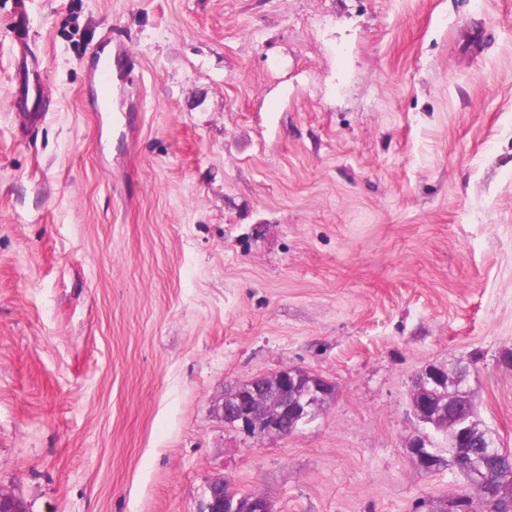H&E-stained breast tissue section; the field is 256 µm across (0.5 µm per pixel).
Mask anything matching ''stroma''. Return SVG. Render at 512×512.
Returning <instances> with one entry per match:
<instances>
[{
	"label": "stroma",
	"mask_w": 512,
	"mask_h": 512,
	"mask_svg": "<svg viewBox=\"0 0 512 512\" xmlns=\"http://www.w3.org/2000/svg\"><path fill=\"white\" fill-rule=\"evenodd\" d=\"M0 0V487L27 512H438L411 379L512 449V0ZM112 78L88 68L104 32ZM45 88L29 127L18 51ZM336 394L257 440L213 407ZM251 388L241 390L236 404L227 415L239 429L252 437H286L307 421L309 408L316 400L325 404L333 398L335 386L320 375L299 368H285L273 375L258 376L248 381ZM276 393V399H265V391ZM309 396L308 399H305ZM291 425L285 426V417ZM197 512H272V509L262 493L237 497L224 477H214L205 487Z\"/></svg>",
	"instance_id": "obj_1"
}]
</instances>
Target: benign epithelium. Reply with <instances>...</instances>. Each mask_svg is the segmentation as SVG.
<instances>
[{
  "instance_id": "7a95c632",
  "label": "benign epithelium",
  "mask_w": 512,
  "mask_h": 512,
  "mask_svg": "<svg viewBox=\"0 0 512 512\" xmlns=\"http://www.w3.org/2000/svg\"><path fill=\"white\" fill-rule=\"evenodd\" d=\"M469 366L447 367L430 364L412 379V414L420 422L427 420L429 408L434 418L442 420L454 446L478 440L479 445L493 448L497 434H486L484 428L465 423L464 410L469 402ZM252 387L237 393L233 410L228 415L239 429L252 437H286L307 421L312 401L324 404L333 398L335 386L327 379L299 368H285L273 375L250 379ZM428 439L418 436L409 444L415 461L426 469L435 467L436 456L428 451ZM0 512H27L12 493L0 488ZM197 512H272L270 502L259 492L237 496L222 477L212 478L206 485Z\"/></svg>"
}]
</instances>
